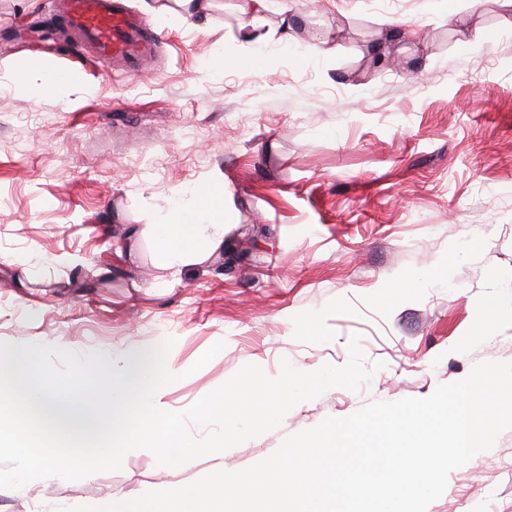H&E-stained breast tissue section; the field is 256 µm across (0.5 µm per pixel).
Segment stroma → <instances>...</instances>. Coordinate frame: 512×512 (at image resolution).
Here are the masks:
<instances>
[{
	"instance_id": "obj_1",
	"label": "stroma",
	"mask_w": 512,
	"mask_h": 512,
	"mask_svg": "<svg viewBox=\"0 0 512 512\" xmlns=\"http://www.w3.org/2000/svg\"><path fill=\"white\" fill-rule=\"evenodd\" d=\"M235 2L184 21L125 0L162 38L133 76L64 40L32 66L10 33L55 22L51 0H0V343L117 359L173 339L175 411L249 363L272 378L285 360L344 366L355 336L384 366L226 451L170 468L132 450L117 471L0 489V512L101 507L242 470L325 418L512 362V320L483 311L512 304V11L486 0L464 43L450 0H273L270 21L285 7L300 25L265 71L222 62ZM325 32L335 54L311 55ZM62 70L58 95L21 87ZM218 174L236 221L225 257L170 275L143 228ZM427 512H512V429L453 470Z\"/></svg>"
}]
</instances>
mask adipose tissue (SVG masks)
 <instances>
[{"instance_id": "ef3b65f1", "label": "adipose tissue", "mask_w": 512, "mask_h": 512, "mask_svg": "<svg viewBox=\"0 0 512 512\" xmlns=\"http://www.w3.org/2000/svg\"><path fill=\"white\" fill-rule=\"evenodd\" d=\"M270 9V0H238L235 62L252 68L273 67L276 57L268 53V45L292 41L295 15L283 14L271 29L265 17ZM227 196L223 177L213 178L193 191L187 202L175 206L168 221L150 225L161 268L178 271L187 265H205L222 253L234 227Z\"/></svg>"}]
</instances>
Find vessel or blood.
Returning a JSON list of instances; mask_svg holds the SVG:
<instances>
[{"label":"vessel or blood","instance_id":"b4317fda","mask_svg":"<svg viewBox=\"0 0 512 512\" xmlns=\"http://www.w3.org/2000/svg\"><path fill=\"white\" fill-rule=\"evenodd\" d=\"M64 22L101 64L121 62L136 74L157 54L159 36L123 0H69Z\"/></svg>","mask_w":512,"mask_h":512}]
</instances>
